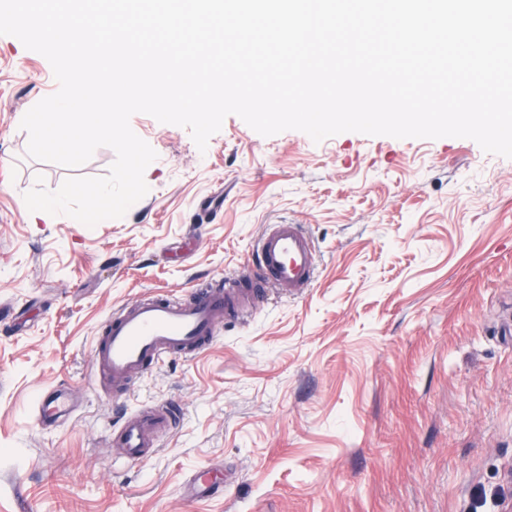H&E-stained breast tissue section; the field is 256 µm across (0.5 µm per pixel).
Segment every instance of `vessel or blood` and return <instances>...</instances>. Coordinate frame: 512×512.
<instances>
[{
  "label": "vessel or blood",
  "mask_w": 512,
  "mask_h": 512,
  "mask_svg": "<svg viewBox=\"0 0 512 512\" xmlns=\"http://www.w3.org/2000/svg\"><path fill=\"white\" fill-rule=\"evenodd\" d=\"M317 267L316 249L302 225H267L257 239L251 271L225 276L220 286L195 289L185 301L147 296L113 314L95 343L96 382L111 380L114 391L121 392L132 372L154 368L175 355L199 353L214 342L219 326L239 320L245 307H257L269 285L292 296L305 294ZM71 411L61 388L37 400L38 417L45 425ZM181 415L180 406L172 403L141 409L112 431L111 442L124 459L141 460Z\"/></svg>",
  "instance_id": "obj_1"
}]
</instances>
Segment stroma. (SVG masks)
Here are the masks:
<instances>
[{"label":"stroma","instance_id":"stroma-1","mask_svg":"<svg viewBox=\"0 0 512 512\" xmlns=\"http://www.w3.org/2000/svg\"><path fill=\"white\" fill-rule=\"evenodd\" d=\"M58 83L0 35V512H512V159L473 140L345 132L264 137L227 116L199 151L186 128L134 114L157 153L148 193L89 227L23 195L107 175L27 154L24 114ZM301 224L319 270L205 351L90 382L112 312L184 298L247 269L267 224ZM65 387L73 414L37 421ZM183 418L122 463L112 425L147 403ZM210 472L215 496L189 493Z\"/></svg>","mask_w":512,"mask_h":512}]
</instances>
